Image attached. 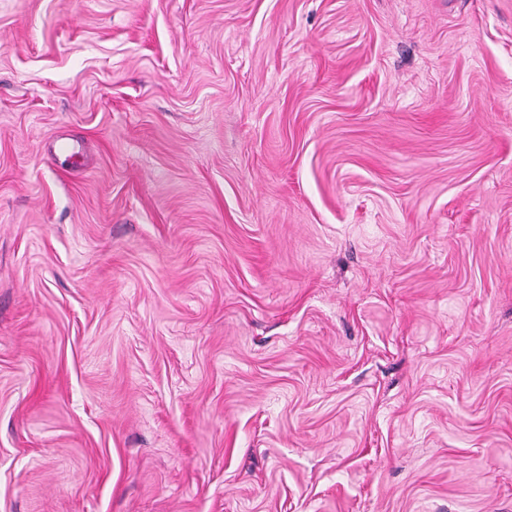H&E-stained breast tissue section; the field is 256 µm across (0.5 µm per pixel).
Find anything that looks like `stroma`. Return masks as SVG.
Instances as JSON below:
<instances>
[{
  "label": "stroma",
  "instance_id": "obj_1",
  "mask_svg": "<svg viewBox=\"0 0 512 512\" xmlns=\"http://www.w3.org/2000/svg\"><path fill=\"white\" fill-rule=\"evenodd\" d=\"M0 512H512V0H0Z\"/></svg>",
  "mask_w": 512,
  "mask_h": 512
}]
</instances>
